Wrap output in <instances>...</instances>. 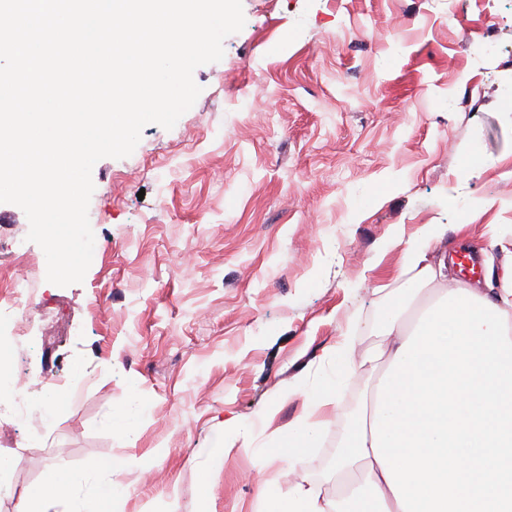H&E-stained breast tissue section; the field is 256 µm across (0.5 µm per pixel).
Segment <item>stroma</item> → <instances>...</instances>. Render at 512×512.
<instances>
[{
	"instance_id": "1",
	"label": "stroma",
	"mask_w": 512,
	"mask_h": 512,
	"mask_svg": "<svg viewBox=\"0 0 512 512\" xmlns=\"http://www.w3.org/2000/svg\"><path fill=\"white\" fill-rule=\"evenodd\" d=\"M245 25L173 129L146 125L134 152L92 171L95 235L82 282L38 277L26 333L46 376L72 375L53 422L0 413L8 478L28 496L48 466L116 464L106 512H271L250 478L280 489L327 478L372 381L350 376L315 447L290 464L283 435L319 389L347 326L357 352L416 285L393 225L512 224V0H242ZM474 170H464L468 158ZM23 210L0 203V239L45 262ZM137 402L128 429L107 418ZM238 418L236 448L201 477Z\"/></svg>"
}]
</instances>
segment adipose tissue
I'll use <instances>...</instances> for the list:
<instances>
[{"label":"adipose tissue","instance_id":"1","mask_svg":"<svg viewBox=\"0 0 512 512\" xmlns=\"http://www.w3.org/2000/svg\"><path fill=\"white\" fill-rule=\"evenodd\" d=\"M512 226L491 225L503 247L489 287L447 275L446 256H433L448 234L444 224L391 234L402 249L404 275L430 289L413 319L389 312L374 349L359 366L375 376L370 402L352 420L336 451V495L319 482L289 486L273 512H512ZM341 371L310 392L304 380L302 413L288 428L295 448L313 447L325 425L319 413L349 378ZM104 467L53 465L48 478L22 500L18 512H51L67 501L73 512H100L114 494Z\"/></svg>","mask_w":512,"mask_h":512}]
</instances>
